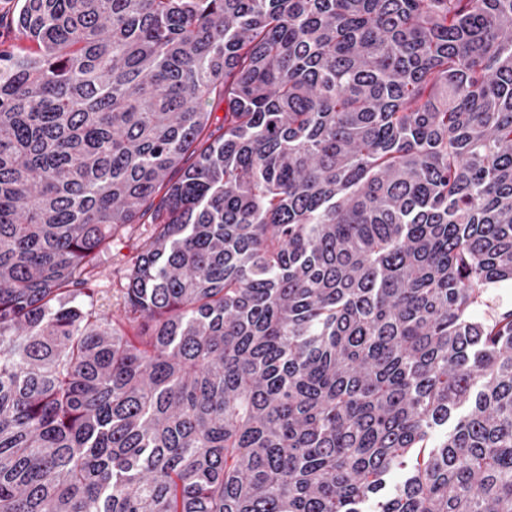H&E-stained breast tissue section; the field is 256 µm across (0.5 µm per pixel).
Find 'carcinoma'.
Instances as JSON below:
<instances>
[{
	"mask_svg": "<svg viewBox=\"0 0 512 512\" xmlns=\"http://www.w3.org/2000/svg\"><path fill=\"white\" fill-rule=\"evenodd\" d=\"M12 2L0 512H512V0ZM148 230L147 224H132L123 245L101 257L98 288H112V281L124 274L128 262L137 254L142 241L148 235Z\"/></svg>",
	"mask_w": 512,
	"mask_h": 512,
	"instance_id": "cac0c4a2",
	"label": "carcinoma"
}]
</instances>
